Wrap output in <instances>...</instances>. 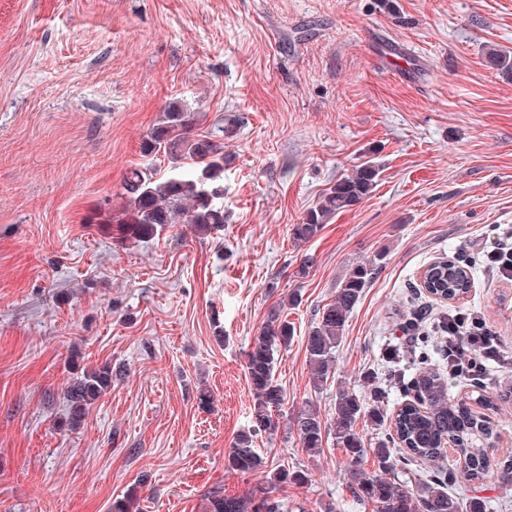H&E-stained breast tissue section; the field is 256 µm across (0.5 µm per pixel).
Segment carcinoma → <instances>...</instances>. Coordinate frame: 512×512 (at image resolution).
I'll return each mask as SVG.
<instances>
[{
	"label": "carcinoma",
	"instance_id": "carcinoma-1",
	"mask_svg": "<svg viewBox=\"0 0 512 512\" xmlns=\"http://www.w3.org/2000/svg\"><path fill=\"white\" fill-rule=\"evenodd\" d=\"M487 64L512 73V55L496 46L485 52ZM193 117L181 107H172L161 126L154 129L147 143L148 151H161L170 160L168 174L154 177L147 169L130 170L123 184L127 205L117 219L125 235L140 241L153 238L163 228L184 224L202 235L224 224V124L217 120L211 130L192 135ZM380 166L368 158L349 174L336 179L309 209L299 224L293 225L296 242L306 243L321 233L337 213L361 203L379 182ZM376 268L357 264L336 289V298L319 309L314 325L305 336V352L311 367L313 386L326 384L331 377L349 314L369 286ZM427 275L434 294L453 302L471 288L472 270L459 261L428 266ZM294 339V326L274 310L260 334L245 352L247 377L254 394L252 425L241 431L224 458L225 467L235 473L249 474L264 467L256 448L257 437L274 427L272 412L281 405L283 393L275 379V354L286 349ZM124 375L123 367L108 364L85 369L69 390L70 421L73 427L85 421L89 406L112 385V378ZM411 389L416 400L399 408L390 419L381 410L382 392L374 390L365 398L347 390L336 394L335 412L325 421L313 406L293 414L290 429L296 431L303 448L311 453L323 447L332 435L345 448L349 458L351 488L360 498L375 504V512H488L490 505L479 497L464 504L443 487L437 478L423 482L406 473V462L420 460L444 464L443 445L453 439L464 479L476 483L490 471L484 443L492 434L488 418L472 410L468 403L448 399V382L436 368H425L413 378ZM367 419L379 430L374 448L356 430L360 419ZM372 452L374 474L360 469L367 452ZM306 480L302 471L281 469L268 478L259 497L226 496L214 490L208 494L206 512H283L277 497L281 486ZM138 498L129 489L113 498L110 512H137Z\"/></svg>",
	"mask_w": 512,
	"mask_h": 512
}]
</instances>
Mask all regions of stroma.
I'll return each mask as SVG.
<instances>
[{
  "label": "stroma",
  "mask_w": 512,
  "mask_h": 512,
  "mask_svg": "<svg viewBox=\"0 0 512 512\" xmlns=\"http://www.w3.org/2000/svg\"><path fill=\"white\" fill-rule=\"evenodd\" d=\"M393 2L0 0V512H109L132 486L140 512H205L209 492L248 496L284 467L307 475L281 487L284 512H374L344 448L307 452L292 414L331 420L342 389L382 388L390 415L413 400L393 376L420 367L401 326L422 309L481 318L512 353V280L484 256L512 247V75L483 52L512 51V0ZM398 59L412 79L392 76ZM172 103L196 135L232 121L224 228L132 243L107 216L130 169L167 173L145 143ZM368 157L382 170L370 196L295 243L293 225ZM441 258L473 265L450 304L418 288ZM362 263L378 269L314 389L304 338ZM274 309L295 329L276 355L284 400L257 441L264 469L237 475L224 456L252 423L244 352ZM106 362L124 377L72 427L69 386ZM506 383L512 360L490 361L449 378L448 396ZM490 418L491 479L447 486L512 512V401Z\"/></svg>",
  "instance_id": "1"
}]
</instances>
